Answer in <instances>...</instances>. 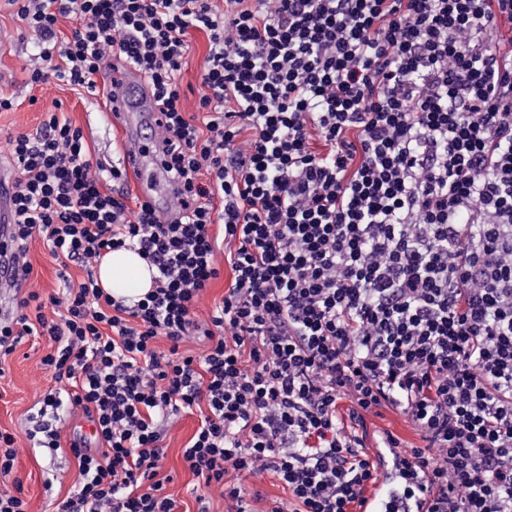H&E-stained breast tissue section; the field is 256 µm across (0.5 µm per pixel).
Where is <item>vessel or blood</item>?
<instances>
[{
	"label": "vessel or blood",
	"instance_id": "1",
	"mask_svg": "<svg viewBox=\"0 0 512 512\" xmlns=\"http://www.w3.org/2000/svg\"><path fill=\"white\" fill-rule=\"evenodd\" d=\"M109 110L114 119L130 130L122 162L141 175V194L145 201H152V192L160 182L162 173L155 154L146 152L132 133L133 127L144 123L151 110V98L138 72H130L126 82L111 96ZM9 218L0 212V288H20L24 285L22 267L13 251L5 242L9 235Z\"/></svg>",
	"mask_w": 512,
	"mask_h": 512
}]
</instances>
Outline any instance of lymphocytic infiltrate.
I'll return each instance as SVG.
<instances>
[{
    "label": "lymphocytic infiltrate",
    "instance_id": "lymphocytic-infiltrate-1",
    "mask_svg": "<svg viewBox=\"0 0 512 512\" xmlns=\"http://www.w3.org/2000/svg\"><path fill=\"white\" fill-rule=\"evenodd\" d=\"M13 2L37 38L31 83L92 94L114 61L143 75L182 215L105 191L121 160L92 165L69 120L7 142L9 247L39 236L86 271L53 316L0 321V376L45 336L43 369L71 386L29 440L60 448L66 403L95 427L97 448L70 443L81 479L59 512H176L161 423L201 405L183 459L231 512H254L244 474L287 491L266 512H361L385 466V512H512V0ZM193 30L199 124L179 81ZM216 223L233 280L203 317ZM121 249L154 271L130 305L94 274ZM194 337L204 351L183 353ZM383 408L422 447L386 432L369 455Z\"/></svg>",
    "mask_w": 512,
    "mask_h": 512
}]
</instances>
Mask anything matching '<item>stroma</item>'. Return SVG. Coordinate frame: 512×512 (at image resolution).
Returning <instances> with one entry per match:
<instances>
[{"instance_id": "1", "label": "stroma", "mask_w": 512, "mask_h": 512, "mask_svg": "<svg viewBox=\"0 0 512 512\" xmlns=\"http://www.w3.org/2000/svg\"><path fill=\"white\" fill-rule=\"evenodd\" d=\"M191 49L185 58L180 80L185 92L184 109L196 116L197 105L206 89L201 72L208 51L205 33L189 35ZM35 50V36L15 15L7 0H0V93L12 97L16 106L0 112V174L6 185H13L17 170L7 150L8 138L32 133L40 128L50 113L63 114L81 128L89 146V159L111 165L114 156L125 146V135L119 125L107 116L101 98L73 90L57 80L36 87L30 84L25 70L28 55ZM27 261L31 273L24 287L0 289V318L19 314V300L26 292H39L42 298L61 296L66 282H79L84 271L70 268V280H63L60 266L42 240L36 237L28 245ZM48 340L30 336L10 359L4 376L0 377V431L14 435L18 457L9 476H0V488H21L28 503V512H57V506L80 480L77 464L67 444L75 428L84 425L81 409L64 407L58 425L63 446L51 452L32 447L26 432L31 428L44 394L58 389V382L41 368L42 358L49 352ZM200 420L199 412H179L164 425L162 444L166 458L160 472L166 480V491L177 502L178 512H195L196 495L206 492L201 479L185 466L182 450L194 434Z\"/></svg>"}]
</instances>
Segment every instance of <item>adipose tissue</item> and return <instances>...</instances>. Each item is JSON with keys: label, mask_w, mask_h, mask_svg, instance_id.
Masks as SVG:
<instances>
[{"label": "adipose tissue", "mask_w": 512, "mask_h": 512, "mask_svg": "<svg viewBox=\"0 0 512 512\" xmlns=\"http://www.w3.org/2000/svg\"><path fill=\"white\" fill-rule=\"evenodd\" d=\"M98 283L114 298L144 296L152 287V270L132 251L120 250L105 256L96 268Z\"/></svg>", "instance_id": "1"}]
</instances>
